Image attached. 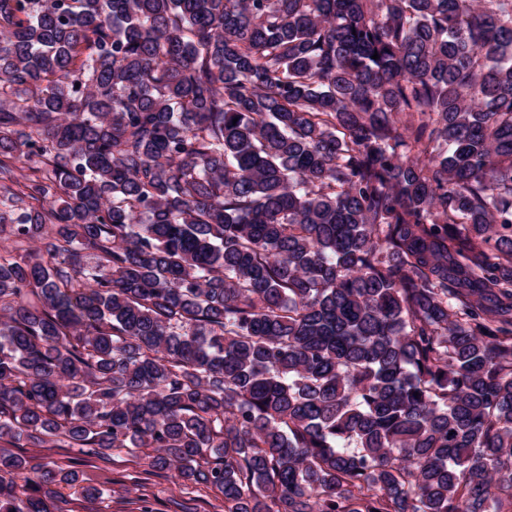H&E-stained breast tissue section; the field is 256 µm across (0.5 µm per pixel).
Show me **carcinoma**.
<instances>
[{"mask_svg":"<svg viewBox=\"0 0 512 512\" xmlns=\"http://www.w3.org/2000/svg\"><path fill=\"white\" fill-rule=\"evenodd\" d=\"M3 239L0 512H512V0H0ZM35 448L24 445L14 451L28 458L47 457L58 465L73 467L87 482L106 490L103 500L89 502L69 487L57 488L56 501L71 512H224L221 495L204 487H179L171 473H157L147 466L141 452L113 450L107 459L83 455L78 448ZM176 502L185 508H179Z\"/></svg>","mask_w":512,"mask_h":512,"instance_id":"cac0c4a2","label":"carcinoma"}]
</instances>
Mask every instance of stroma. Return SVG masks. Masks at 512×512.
Returning a JSON list of instances; mask_svg holds the SVG:
<instances>
[{"instance_id": "stroma-1", "label": "stroma", "mask_w": 512, "mask_h": 512, "mask_svg": "<svg viewBox=\"0 0 512 512\" xmlns=\"http://www.w3.org/2000/svg\"><path fill=\"white\" fill-rule=\"evenodd\" d=\"M20 453L73 467L87 482L105 489L104 499L90 502L73 489L58 488L56 498L65 512H224L221 495L201 485H176L170 473L151 471L140 452L117 449L100 459L76 448L46 444L40 448L24 446Z\"/></svg>"}]
</instances>
